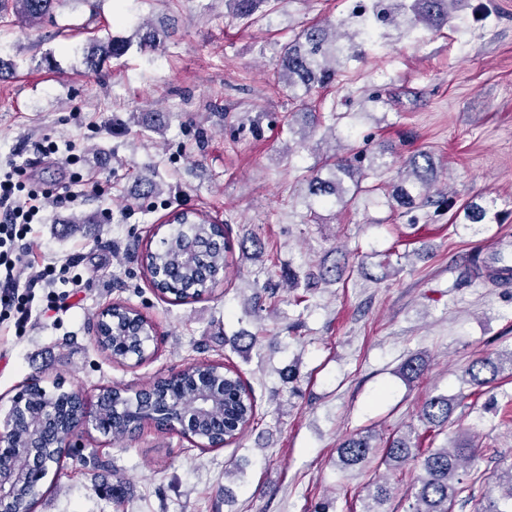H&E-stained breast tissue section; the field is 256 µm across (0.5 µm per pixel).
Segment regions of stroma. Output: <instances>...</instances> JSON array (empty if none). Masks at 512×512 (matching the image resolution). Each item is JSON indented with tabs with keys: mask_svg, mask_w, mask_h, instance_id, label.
<instances>
[{
	"mask_svg": "<svg viewBox=\"0 0 512 512\" xmlns=\"http://www.w3.org/2000/svg\"><path fill=\"white\" fill-rule=\"evenodd\" d=\"M348 8L279 0L249 26L228 0H61L54 22L0 31V59L11 65L0 79V168L26 167L45 187L77 175L100 188L77 206L48 208L26 236L82 284L59 285L66 309L46 311L40 292L28 325L0 323V416L33 376L93 400L204 360L239 370L257 402L255 424L222 448L150 424L120 442L92 432L43 483L35 512H315L323 503L364 512L384 480L394 489L387 512H405L413 472L378 459L341 471L337 444L369 430L382 447L422 430V403L439 393L458 401L433 447L462 437L478 447L453 512H482L495 475L512 464V374L484 387L465 374L512 349V285L464 276L473 249L512 253V0H461L452 29H390L320 92L341 113L336 131L348 143L367 139L399 157L430 152L439 188L496 212L489 224H452L445 211L413 223L363 196L308 220L301 179L317 153L294 143L305 118L278 80L279 54L308 22L339 23ZM146 22L166 31L161 49L87 73L90 44L134 38ZM375 90L382 104L368 102ZM50 144L70 148L74 162L44 160ZM144 173L162 195L133 197ZM179 210L226 224L231 248L223 282L190 302L158 296L140 266ZM75 216L83 224L71 225ZM253 236L265 252L248 259L241 244ZM338 260L342 280L297 302L289 276ZM270 279L277 303L255 313ZM117 301L156 330L136 365L114 363L93 342L100 310ZM416 354L431 366L408 383L397 369Z\"/></svg>",
	"mask_w": 512,
	"mask_h": 512,
	"instance_id": "stroma-1",
	"label": "stroma"
}]
</instances>
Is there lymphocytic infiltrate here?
Returning a JSON list of instances; mask_svg holds the SVG:
<instances>
[{
    "mask_svg": "<svg viewBox=\"0 0 512 512\" xmlns=\"http://www.w3.org/2000/svg\"><path fill=\"white\" fill-rule=\"evenodd\" d=\"M21 175L14 168L0 176V320L25 325L32 317L36 289L56 287L59 273L68 270L64 264L30 258L28 226L45 207L75 203L79 194L29 187Z\"/></svg>",
    "mask_w": 512,
    "mask_h": 512,
    "instance_id": "f902f5d3",
    "label": "lymphocytic infiltrate"
}]
</instances>
